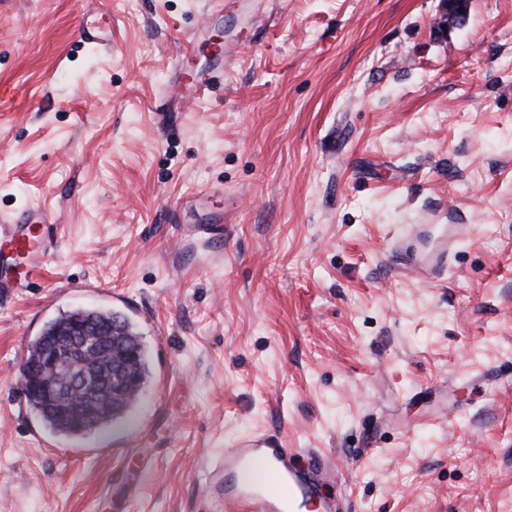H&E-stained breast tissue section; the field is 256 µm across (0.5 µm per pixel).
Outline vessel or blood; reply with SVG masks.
Masks as SVG:
<instances>
[{"mask_svg":"<svg viewBox=\"0 0 512 512\" xmlns=\"http://www.w3.org/2000/svg\"><path fill=\"white\" fill-rule=\"evenodd\" d=\"M84 45L97 50L112 46L111 27L85 24L79 29ZM211 86L207 73L196 75L179 91L184 100L198 101ZM42 210L28 208L0 221V243L25 253L30 270H38L47 255L44 240L36 236L49 223ZM470 230L466 224H414L411 235L429 233L431 246L422 257L402 255L401 264L419 281L447 271L450 247ZM340 468L332 454L316 448H296L283 432L244 437L225 449L221 462L209 466L202 484L214 512H304L317 500V512H347L346 499L334 487Z\"/></svg>","mask_w":512,"mask_h":512,"instance_id":"obj_1","label":"vessel or blood"}]
</instances>
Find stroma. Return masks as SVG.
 Returning <instances> with one entry per match:
<instances>
[{"label": "stroma", "instance_id": "35a3bbf8", "mask_svg": "<svg viewBox=\"0 0 512 512\" xmlns=\"http://www.w3.org/2000/svg\"><path fill=\"white\" fill-rule=\"evenodd\" d=\"M223 2L0 0V216L53 237L0 288V512H208L205 463L273 430L334 455L350 512H512V0L445 34L439 0ZM427 216L472 230L424 284L393 239ZM78 307L151 374L70 440L19 369ZM79 38L84 45L97 50H109L112 48V23L104 28L86 23L79 29ZM212 76L209 73L197 74L178 92V97L197 102L209 91Z\"/></svg>", "mask_w": 512, "mask_h": 512}]
</instances>
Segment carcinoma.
Instances as JSON below:
<instances>
[{"mask_svg": "<svg viewBox=\"0 0 512 512\" xmlns=\"http://www.w3.org/2000/svg\"><path fill=\"white\" fill-rule=\"evenodd\" d=\"M75 322L88 326V336L84 337V348L93 353L106 374L126 373L145 384L149 376L148 355L140 333L126 316L109 310L76 309L67 312L43 327L39 336L28 346L26 361L35 365L39 362L43 349L69 331ZM118 340L123 348L135 352L129 360L112 351V340ZM27 401L37 410L44 424L54 433L71 438L83 437L122 425L133 412L137 396L122 391L100 392V385L93 376L88 377L87 391L60 403H50L24 386ZM69 408L87 416V424L82 429L71 427L61 409Z\"/></svg>", "mask_w": 512, "mask_h": 512, "instance_id": "1", "label": "carcinoma"}]
</instances>
